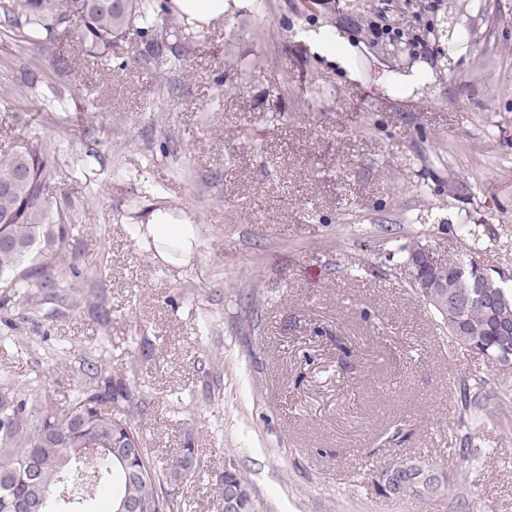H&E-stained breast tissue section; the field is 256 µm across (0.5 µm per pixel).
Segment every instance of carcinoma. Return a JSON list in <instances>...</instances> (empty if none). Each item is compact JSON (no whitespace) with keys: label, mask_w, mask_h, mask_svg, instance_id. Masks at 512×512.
<instances>
[{"label":"carcinoma","mask_w":512,"mask_h":512,"mask_svg":"<svg viewBox=\"0 0 512 512\" xmlns=\"http://www.w3.org/2000/svg\"><path fill=\"white\" fill-rule=\"evenodd\" d=\"M165 11L160 0H0V16L17 29L22 42L43 48L79 23L76 37L86 53L107 64H146L159 57L169 40L185 38L181 23L173 20L158 30ZM147 39L145 49L121 55L117 48L126 35ZM26 164L30 180L10 196L0 195V234L15 239L20 248H0V303L17 310H32L48 291L67 294L76 288L81 269L68 259L66 242L78 228L70 215L55 207L56 175L61 166L55 141L28 133L22 143L0 150V184L14 181L20 164ZM451 301L422 296L435 313L443 335L450 325L464 320L470 336L454 340L464 349L490 354L500 343L498 328L512 324V293L497 280L483 278L481 287L448 275ZM110 355L103 350L91 364L85 381L72 391L64 406L51 396L33 392L26 398L11 380H0V512H64L66 504L56 493L68 488L80 512H94L91 502L106 492L110 504L122 498L140 502L152 512H180L181 505L164 484L176 485L198 466V450L186 444L175 464L160 466L147 449L129 447L130 438L144 442L135 417L140 405L123 381L112 382ZM494 397L485 378L465 385L468 407L482 408ZM395 480L375 483L388 499L429 500L448 491L450 474L419 457L406 456L392 464ZM429 476L430 490L422 494L409 477ZM224 491L239 496L241 512H257L248 481L236 469L224 470Z\"/></svg>","instance_id":"1"}]
</instances>
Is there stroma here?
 I'll return each mask as SVG.
<instances>
[{"label": "stroma", "instance_id": "35a3bbf8", "mask_svg": "<svg viewBox=\"0 0 512 512\" xmlns=\"http://www.w3.org/2000/svg\"><path fill=\"white\" fill-rule=\"evenodd\" d=\"M430 2L394 0L392 24L426 36L453 16L458 44L399 61L367 36L380 0H256L144 68L63 36L35 57L0 27V148L29 130L57 143L83 271L70 300L0 309V377L64 400L109 338L151 456L198 450L183 512H224L231 467L259 512H512V367L441 338L400 250L512 273V0ZM443 59L427 89L391 81ZM159 208L198 224L187 261L142 241ZM476 377L498 392L478 421L462 405ZM409 454L448 468L447 494H378Z\"/></svg>", "mask_w": 512, "mask_h": 512}]
</instances>
